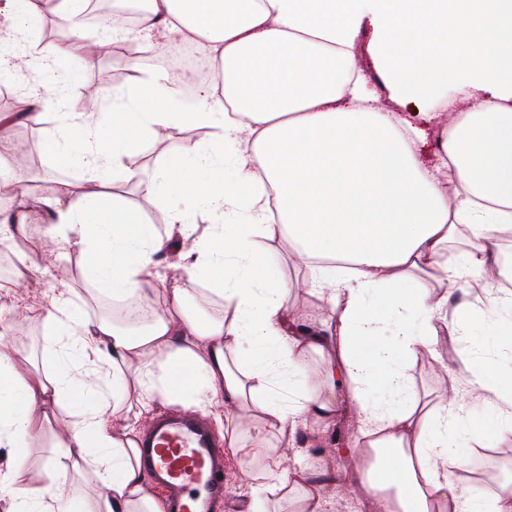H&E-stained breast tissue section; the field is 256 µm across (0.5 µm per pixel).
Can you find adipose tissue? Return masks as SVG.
<instances>
[{
    "label": "adipose tissue",
    "instance_id": "1",
    "mask_svg": "<svg viewBox=\"0 0 512 512\" xmlns=\"http://www.w3.org/2000/svg\"><path fill=\"white\" fill-rule=\"evenodd\" d=\"M147 2L142 30L158 27L209 52L213 78L189 107L178 105L167 69L157 67L129 99L63 114L43 146L83 177L46 198L18 190L15 118L0 115V192L15 201L0 218V242L26 236L27 212L45 211L38 249L79 253L98 293L148 310L137 323L93 319L62 282L43 317L56 339L43 353L49 373L26 377L14 353L0 351V448L9 458L0 501L8 512H82L80 495L64 504L51 487L19 484L17 464L38 422L63 405L74 414L50 473L99 484L92 512H164L137 448L155 403L197 407L222 423L228 448L248 457L274 433L332 423L341 391L358 417L352 445L362 463L348 485L355 501H369L372 512H512V480L484 497L449 475L458 435L480 426L512 434V295L491 292L501 275L495 250L512 235V0ZM40 12L39 0H0V16L30 39L0 58V76L34 74L25 118L35 124L56 98L42 75L64 53L31 40ZM368 25L393 97L426 102L451 84L466 103L442 129L435 167L413 148L418 129L376 107L356 67ZM171 125L213 128L208 152L184 147L146 180L124 166L141 140ZM112 172L164 201L185 242L177 274L155 292L143 282L168 242L122 197L103 193ZM201 210L220 221L198 236L188 218ZM266 239L287 242L307 265L311 291L329 311L321 325L289 312ZM428 268L452 285L478 282L486 306L449 307L447 295L420 280ZM202 282L223 299L220 315L191 311L192 287ZM481 322L493 328L491 339L475 336ZM444 331L472 344L458 371L488 407L483 424L469 415L467 396L446 394L427 409L413 388L409 361ZM312 354L325 362L322 375L308 368ZM248 479L253 496L240 512H259L271 480L291 488L290 512H327L338 488L336 478H311L278 454Z\"/></svg>",
    "mask_w": 512,
    "mask_h": 512
}]
</instances>
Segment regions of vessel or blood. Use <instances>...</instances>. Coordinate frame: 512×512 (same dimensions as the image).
<instances>
[{
    "instance_id": "obj_1",
    "label": "vessel or blood",
    "mask_w": 512,
    "mask_h": 512,
    "mask_svg": "<svg viewBox=\"0 0 512 512\" xmlns=\"http://www.w3.org/2000/svg\"><path fill=\"white\" fill-rule=\"evenodd\" d=\"M140 460L167 492V512H212L224 497V450L204 416L188 409L149 422Z\"/></svg>"
}]
</instances>
